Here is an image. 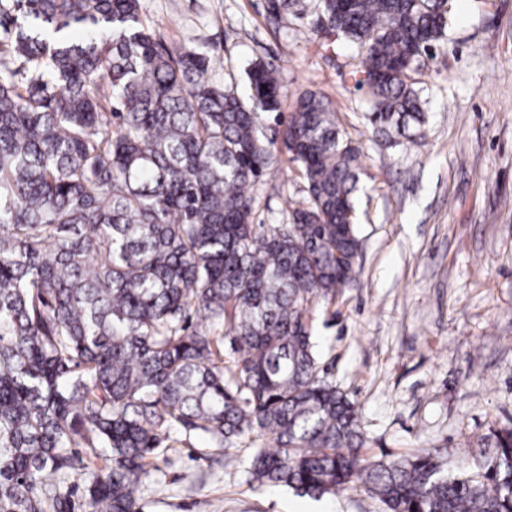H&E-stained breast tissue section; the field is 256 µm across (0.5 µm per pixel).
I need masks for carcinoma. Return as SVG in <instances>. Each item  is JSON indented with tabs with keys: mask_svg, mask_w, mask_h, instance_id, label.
Returning <instances> with one entry per match:
<instances>
[{
	"mask_svg": "<svg viewBox=\"0 0 512 512\" xmlns=\"http://www.w3.org/2000/svg\"><path fill=\"white\" fill-rule=\"evenodd\" d=\"M447 14L448 0H319L313 32L381 75L357 81L369 120L401 132L423 122L415 75ZM210 65L139 0H0V512H140L173 434L251 440L259 487L512 512V427L454 474L438 449L360 454L357 409L321 375L306 320L356 273L359 152L322 95L281 112L272 63L252 64L245 98ZM276 152L308 196L267 227L246 189Z\"/></svg>",
	"mask_w": 512,
	"mask_h": 512,
	"instance_id": "1",
	"label": "carcinoma"
}]
</instances>
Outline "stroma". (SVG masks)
I'll list each match as a JSON object with an SVG mask.
<instances>
[{
	"mask_svg": "<svg viewBox=\"0 0 512 512\" xmlns=\"http://www.w3.org/2000/svg\"><path fill=\"white\" fill-rule=\"evenodd\" d=\"M170 45L215 58L212 82L248 89L251 63L272 62L291 111L313 91L336 108L361 154L356 280L308 314L318 361L356 405L366 456L442 448L471 463L512 425V0H449L448 40L418 80L419 136L382 130L356 81L348 42L315 34L319 0H139ZM254 221L283 224L306 195L297 165L276 156L254 183ZM249 451L212 453L205 437L161 449L142 480L141 512H382L347 489L319 498L251 486Z\"/></svg>",
	"mask_w": 512,
	"mask_h": 512,
	"instance_id": "1",
	"label": "stroma"
}]
</instances>
